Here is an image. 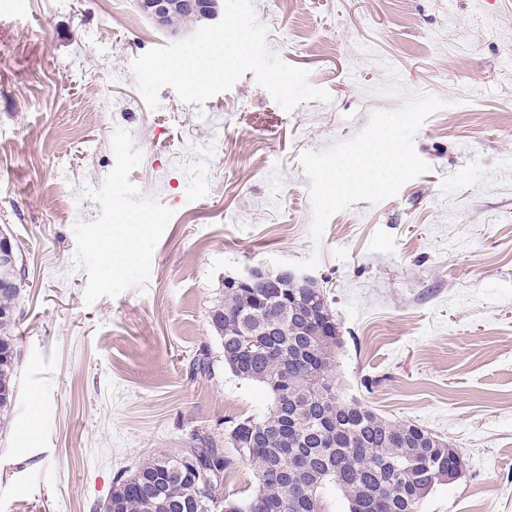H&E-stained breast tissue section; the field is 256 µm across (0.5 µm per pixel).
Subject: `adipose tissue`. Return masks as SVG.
Returning <instances> with one entry per match:
<instances>
[{"label":"adipose tissue","mask_w":512,"mask_h":512,"mask_svg":"<svg viewBox=\"0 0 512 512\" xmlns=\"http://www.w3.org/2000/svg\"><path fill=\"white\" fill-rule=\"evenodd\" d=\"M390 140L388 132H380L356 158L331 167L327 173L330 192L381 184L403 172L408 163L391 148ZM146 232V225L130 220L119 222L104 233L101 254L106 274L118 272L137 256Z\"/></svg>","instance_id":"obj_1"}]
</instances>
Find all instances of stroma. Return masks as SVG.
I'll return each instance as SVG.
<instances>
[{"label":"stroma","instance_id":"35a3bbf8","mask_svg":"<svg viewBox=\"0 0 512 512\" xmlns=\"http://www.w3.org/2000/svg\"><path fill=\"white\" fill-rule=\"evenodd\" d=\"M253 3L329 101L285 112L249 72L153 110L130 63L194 26L138 0H0V237L24 281L0 512H95L118 473L262 416L208 319L260 264L325 289L345 398L463 456L420 512H512V0ZM382 128L411 168L328 201L329 167ZM143 209L160 222L105 277L97 240Z\"/></svg>","mask_w":512,"mask_h":512}]
</instances>
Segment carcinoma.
<instances>
[{
	"label": "carcinoma",
	"mask_w": 512,
	"mask_h": 512,
	"mask_svg": "<svg viewBox=\"0 0 512 512\" xmlns=\"http://www.w3.org/2000/svg\"><path fill=\"white\" fill-rule=\"evenodd\" d=\"M21 273L0 281V419L5 421L16 395L17 336L14 300ZM313 301L307 323L291 322L288 307ZM210 325L224 345V368L266 388L272 404L259 418L230 421L224 438L254 467L256 493L233 499L224 492L232 461L208 435L177 452L160 451L133 470L117 476L99 505L103 512H321L320 492L334 485L348 512H419L421 501L448 472L460 471L464 458L449 441L411 422H392L361 402L342 398L330 367L339 346L338 333L325 334L333 320L317 282L304 288L289 284L226 288L209 314ZM280 324L273 336L261 332ZM251 340L271 354L243 351ZM305 360L321 379L309 386ZM288 375V395L298 413L283 418L279 381Z\"/></svg>",
	"instance_id": "cac0c4a2"
}]
</instances>
